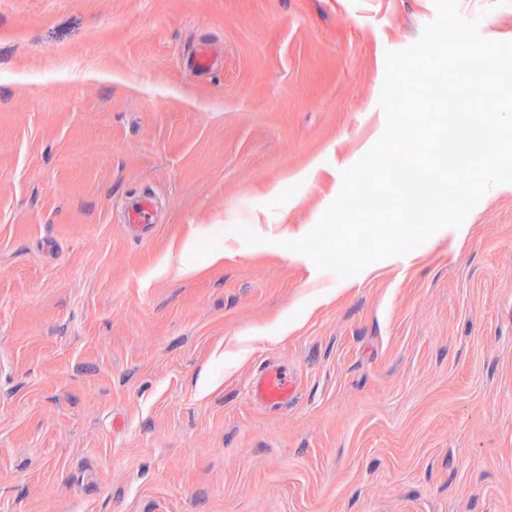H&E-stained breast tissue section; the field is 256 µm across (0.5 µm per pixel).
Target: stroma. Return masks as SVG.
Here are the masks:
<instances>
[{
  "mask_svg": "<svg viewBox=\"0 0 512 512\" xmlns=\"http://www.w3.org/2000/svg\"><path fill=\"white\" fill-rule=\"evenodd\" d=\"M457 7L512 41V0ZM436 14L0 0V512H512V184L350 278L281 246ZM125 217L128 224H135L143 229H149L155 223L156 207L151 197L139 196L125 207ZM291 388L287 374L266 373L255 383L256 392L266 401H282L288 399Z\"/></svg>",
  "mask_w": 512,
  "mask_h": 512,
  "instance_id": "obj_1",
  "label": "stroma"
}]
</instances>
